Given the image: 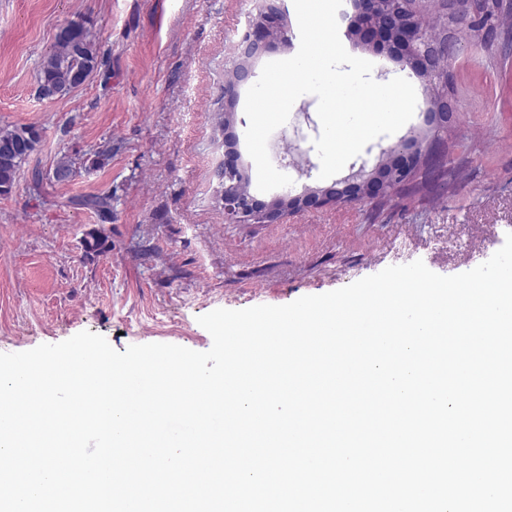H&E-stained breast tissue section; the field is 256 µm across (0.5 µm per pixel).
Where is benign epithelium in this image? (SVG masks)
<instances>
[{"label": "benign epithelium", "instance_id": "1", "mask_svg": "<svg viewBox=\"0 0 512 512\" xmlns=\"http://www.w3.org/2000/svg\"><path fill=\"white\" fill-rule=\"evenodd\" d=\"M416 0H408L403 19L391 17L384 21L374 17L376 0H360V22L350 26L363 40L376 42L407 56L421 70H434L435 59L444 46L431 40L415 23ZM449 13L459 16L511 15L512 0H448ZM292 45L288 10L284 0H257L256 12L247 22L246 30L235 47L232 79L224 83V112L235 109L239 87L253 76L252 63L277 46ZM453 118L447 95L433 102L429 123L435 131L445 132ZM379 153L373 170L370 160L363 158L354 175L341 180L344 198L351 202L382 200L394 188L412 181L417 173L443 152L444 139L438 137L421 144L407 137L388 146L378 145ZM243 164L235 138L224 133V163L214 171L217 188L216 205L224 211L227 224H278L291 211L319 210L338 201L336 187L308 189L295 196V204L284 208L277 200L258 198L242 187Z\"/></svg>", "mask_w": 512, "mask_h": 512}]
</instances>
